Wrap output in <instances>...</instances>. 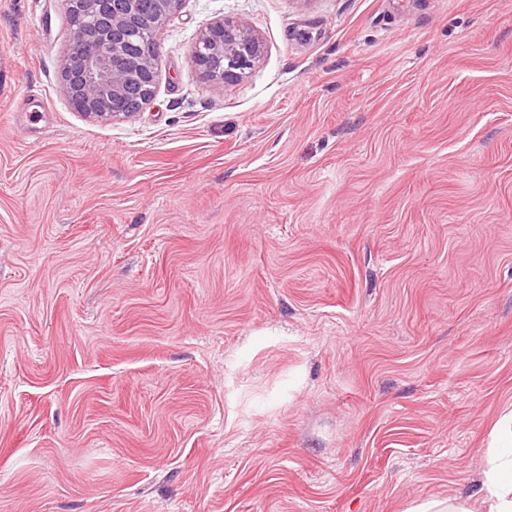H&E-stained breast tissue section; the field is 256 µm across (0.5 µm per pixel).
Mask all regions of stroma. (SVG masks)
<instances>
[{
	"label": "stroma",
	"mask_w": 512,
	"mask_h": 512,
	"mask_svg": "<svg viewBox=\"0 0 512 512\" xmlns=\"http://www.w3.org/2000/svg\"><path fill=\"white\" fill-rule=\"evenodd\" d=\"M222 17L263 55L214 87ZM0 0V512H407L512 407V0H183L152 100ZM262 52L263 43L250 24L222 18L207 24L201 32L192 63L215 87L223 88L240 80ZM211 64H222V72L211 71Z\"/></svg>",
	"instance_id": "stroma-1"
}]
</instances>
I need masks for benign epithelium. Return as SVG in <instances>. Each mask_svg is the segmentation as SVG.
Returning a JSON list of instances; mask_svg holds the SVG:
<instances>
[{"label":"benign epithelium","mask_w":512,"mask_h":512,"mask_svg":"<svg viewBox=\"0 0 512 512\" xmlns=\"http://www.w3.org/2000/svg\"><path fill=\"white\" fill-rule=\"evenodd\" d=\"M159 31L182 0H151ZM73 40L62 60L60 84L70 107L95 122L128 118L153 97L158 54L140 41V0H64ZM263 52L256 30L241 19L215 20L201 32L192 63L215 87L240 80Z\"/></svg>","instance_id":"1"}]
</instances>
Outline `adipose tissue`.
Segmentation results:
<instances>
[{"label": "adipose tissue", "mask_w": 512, "mask_h": 512, "mask_svg": "<svg viewBox=\"0 0 512 512\" xmlns=\"http://www.w3.org/2000/svg\"><path fill=\"white\" fill-rule=\"evenodd\" d=\"M489 446L481 487L484 512H512V410L494 425Z\"/></svg>", "instance_id": "obj_1"}]
</instances>
